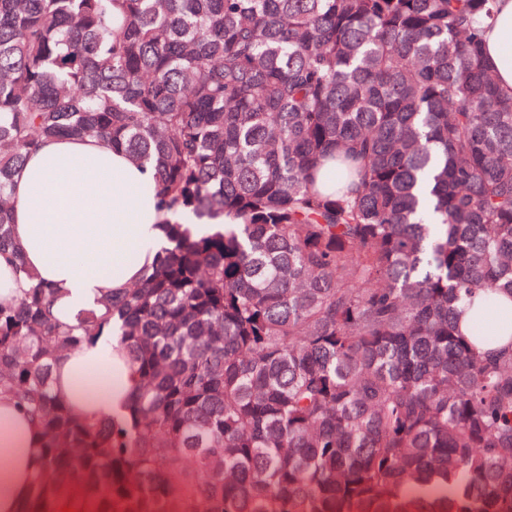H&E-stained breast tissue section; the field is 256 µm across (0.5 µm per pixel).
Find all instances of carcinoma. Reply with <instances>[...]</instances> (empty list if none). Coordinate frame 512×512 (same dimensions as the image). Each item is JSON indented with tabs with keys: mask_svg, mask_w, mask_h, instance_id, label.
<instances>
[{
	"mask_svg": "<svg viewBox=\"0 0 512 512\" xmlns=\"http://www.w3.org/2000/svg\"><path fill=\"white\" fill-rule=\"evenodd\" d=\"M497 0H0V397L41 437L24 512H512V95ZM154 168L166 246L57 317L10 188L52 138ZM192 224L215 231L197 235ZM469 333L457 316L475 304ZM138 378L81 417L55 361ZM496 12L494 23L484 33L483 54L500 88L512 93V0H497ZM23 287L12 263L3 255L0 256V299L10 300L20 296ZM135 388V374L125 353L112 348L104 337L62 356L53 368L55 393L86 416L123 415Z\"/></svg>",
	"mask_w": 512,
	"mask_h": 512,
	"instance_id": "1",
	"label": "carcinoma"
}]
</instances>
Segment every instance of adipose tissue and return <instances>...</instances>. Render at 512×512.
I'll use <instances>...</instances> for the list:
<instances>
[{
	"mask_svg": "<svg viewBox=\"0 0 512 512\" xmlns=\"http://www.w3.org/2000/svg\"><path fill=\"white\" fill-rule=\"evenodd\" d=\"M483 54L512 93V0H497ZM13 234L26 265L58 288L56 310L76 314L137 282L135 250L155 261L164 241L154 172L94 140L49 139L28 157L11 188ZM136 388L122 350L107 339L70 352L53 368V389L86 416H121ZM40 436L29 416L0 399V512H23L41 470Z\"/></svg>",
	"mask_w": 512,
	"mask_h": 512,
	"instance_id": "obj_1",
	"label": "adipose tissue"
}]
</instances>
